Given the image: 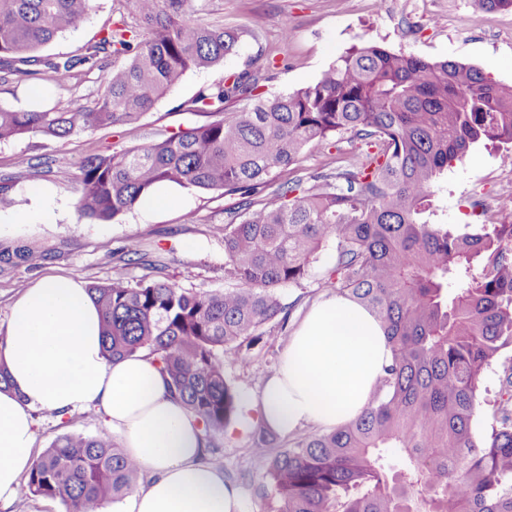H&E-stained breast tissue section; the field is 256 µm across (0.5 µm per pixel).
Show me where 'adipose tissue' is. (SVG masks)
<instances>
[{"mask_svg":"<svg viewBox=\"0 0 512 512\" xmlns=\"http://www.w3.org/2000/svg\"><path fill=\"white\" fill-rule=\"evenodd\" d=\"M391 360L370 310L349 298H325L293 333L254 404L258 419L280 435L305 424L333 429L353 421ZM0 363L9 379L0 391V502L16 495L30 466V407L94 405L122 434L126 454L151 475L123 512H239L237 489L200 460V424L168 396L151 359L106 360L100 313L80 281L50 276L23 292Z\"/></svg>","mask_w":512,"mask_h":512,"instance_id":"obj_1","label":"adipose tissue"}]
</instances>
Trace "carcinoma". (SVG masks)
<instances>
[{"mask_svg":"<svg viewBox=\"0 0 512 512\" xmlns=\"http://www.w3.org/2000/svg\"><path fill=\"white\" fill-rule=\"evenodd\" d=\"M119 2L78 53L42 55L93 0H0V83L71 92L96 70L101 84L91 107L0 106V142L135 123L188 71L224 63L238 44L234 30L198 19L205 0ZM269 79L263 67L243 69L185 103L217 119L84 160L76 209L96 221L131 211L162 182L239 197L217 229L224 290L120 272L88 287L106 359L146 356L204 434L224 429L239 403L227 354L245 367L265 326L286 327L281 288L300 286L330 246L324 287L376 315L392 361L356 420L277 453L275 434L259 431L252 462L270 480L274 512H512V365L494 424L473 432L482 375L512 346V224L458 232L426 218L448 167L473 146L512 156V85L372 41L305 87L269 94ZM346 134L367 150L303 186L304 151ZM142 472L111 437L69 431L26 478L64 512H101Z\"/></svg>","mask_w":512,"mask_h":512,"instance_id":"cac0c4a2","label":"carcinoma"}]
</instances>
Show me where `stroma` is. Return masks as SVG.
<instances>
[{
  "label": "stroma",
  "instance_id": "stroma-1",
  "mask_svg": "<svg viewBox=\"0 0 512 512\" xmlns=\"http://www.w3.org/2000/svg\"><path fill=\"white\" fill-rule=\"evenodd\" d=\"M116 6V0H94L88 17L48 45L47 53H76L114 16ZM202 18L241 31L235 53L222 65L187 72L137 124L66 140L26 136L0 142V183L9 186L0 198V337L8 332L14 300L49 275L71 276L90 286L108 282L119 271L133 281L150 273L185 289L223 288L224 240L215 230L223 226L232 199L182 188L175 206L154 212L136 208L109 222L80 216L75 201L86 156L141 147L209 122V115L186 111L184 104L227 74L259 65L269 70L271 91L296 90L317 80L352 45L375 41L395 53L470 64L512 85V11L488 12L477 0H388L383 14L371 12L365 0H207ZM498 165L494 149L473 147L443 178L433 223L465 231L471 218L462 207L478 179L487 187L489 206L507 208L511 203L502 194L505 181ZM37 188L49 189L48 198L34 201L31 192ZM26 210L33 212L32 221L17 223V215ZM131 237L140 241L144 262L125 263L123 248ZM333 294L313 276L299 287L284 288L283 299L293 306L287 329L267 325L249 366L231 359L224 365L243 406L228 428L210 432L217 452L203 454L202 460L221 469L237 488L241 512H273L275 506L272 495L262 493L265 480L252 466L253 433L260 423L246 404L275 374L305 313ZM31 416L36 456L64 433L63 418L90 436L107 429L93 406L63 417L35 407Z\"/></svg>",
  "mask_w": 512,
  "mask_h": 512
}]
</instances>
